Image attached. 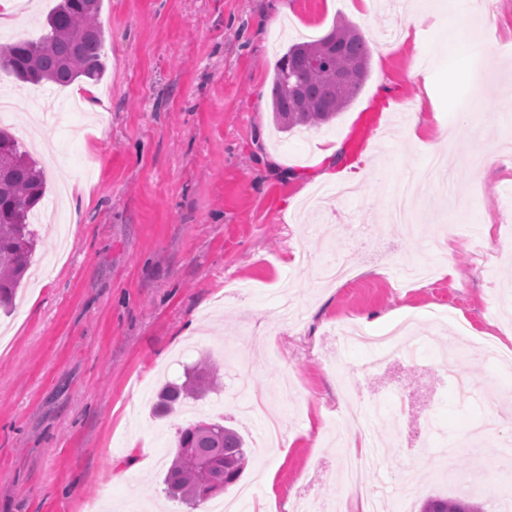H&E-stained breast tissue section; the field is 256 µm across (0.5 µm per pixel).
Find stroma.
I'll list each match as a JSON object with an SVG mask.
<instances>
[{"label": "stroma", "mask_w": 512, "mask_h": 512, "mask_svg": "<svg viewBox=\"0 0 512 512\" xmlns=\"http://www.w3.org/2000/svg\"><path fill=\"white\" fill-rule=\"evenodd\" d=\"M24 3L0 26V45L39 38L56 0ZM405 19L387 0H103L101 80L46 83L35 100L0 74L9 127L26 148L36 115L60 95L88 85L107 104L62 111L49 134L55 153L36 156L48 194L69 187V237L60 244L58 226L34 225L31 264L13 307L0 311V512H191L166 497L163 479L178 431L200 420L245 438L247 467L222 498L252 490L254 512H294L305 494L322 496L329 512H354L361 485L389 512H420L426 498L451 496L456 475L487 505L486 478L512 472V422L475 447L467 436L495 417L488 389L512 397V370L467 345L469 394L460 396L437 338L463 322L498 342L512 333V203L503 198L512 115L473 128L512 98V51H495L512 42V14H422L413 43L400 38ZM344 20L371 48L362 90L328 124L277 130L278 59L301 35L319 39ZM455 28L469 45L447 47ZM461 54L471 78L456 75ZM419 107L438 115L422 139L470 138L457 202L439 203L440 175L418 184L419 211H441L412 239L386 205L427 161L399 122ZM336 145L346 149L337 169L371 174L356 199H322L307 186L317 153ZM477 224L492 225L491 242L469 236ZM376 239L393 248L381 262L366 257ZM328 258L350 267L352 281L321 280ZM405 318L415 321L413 363L373 366V349L333 336L341 322L378 334ZM204 358L219 367L214 388L154 415L162 382L183 380ZM395 383L416 399L414 424L350 486L334 423L391 405ZM272 408L289 447L263 446Z\"/></svg>", "instance_id": "stroma-1"}]
</instances>
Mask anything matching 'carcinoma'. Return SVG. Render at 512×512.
<instances>
[{"label":"carcinoma","instance_id":"carcinoma-1","mask_svg":"<svg viewBox=\"0 0 512 512\" xmlns=\"http://www.w3.org/2000/svg\"><path fill=\"white\" fill-rule=\"evenodd\" d=\"M102 0H59L37 39H20L0 48V72L24 83L67 86L79 78L99 79L104 32L99 23ZM334 41L327 64L313 69L324 44ZM370 49L347 22L320 39L290 46L276 64L271 111L278 129L314 127L336 118L357 96L369 73ZM46 181L39 163L9 132L0 130V307H7L28 269L35 248L29 216L43 200ZM218 367L210 361L180 384L164 386L158 412L167 415L187 398L205 392ZM243 438L220 423L200 421L178 433L177 452L165 477L166 493L192 507L224 491L247 465ZM422 512H482L463 499L430 497Z\"/></svg>","mask_w":512,"mask_h":512}]
</instances>
